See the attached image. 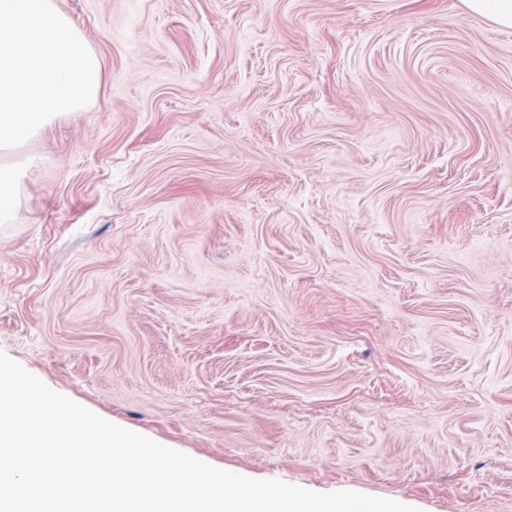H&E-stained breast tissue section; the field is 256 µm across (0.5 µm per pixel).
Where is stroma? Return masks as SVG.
<instances>
[{
	"label": "stroma",
	"mask_w": 512,
	"mask_h": 512,
	"mask_svg": "<svg viewBox=\"0 0 512 512\" xmlns=\"http://www.w3.org/2000/svg\"><path fill=\"white\" fill-rule=\"evenodd\" d=\"M98 98L0 164V351L211 466L512 512V28L462 0H53ZM16 170L9 166H0V223L8 222L18 203L16 189Z\"/></svg>",
	"instance_id": "1"
}]
</instances>
